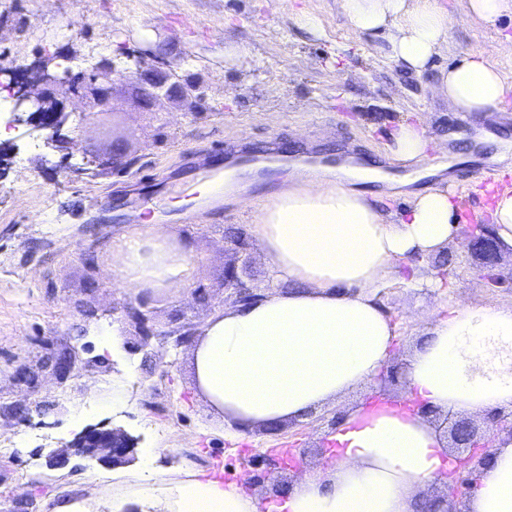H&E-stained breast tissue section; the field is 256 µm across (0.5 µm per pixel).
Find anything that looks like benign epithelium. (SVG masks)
I'll return each instance as SVG.
<instances>
[{"label": "benign epithelium", "instance_id": "benign-epithelium-1", "mask_svg": "<svg viewBox=\"0 0 512 512\" xmlns=\"http://www.w3.org/2000/svg\"><path fill=\"white\" fill-rule=\"evenodd\" d=\"M9 76V96L13 100V109L8 126L28 127V134L36 135L47 148L56 149L67 138L70 111L59 103L55 94L59 89L66 88V93L80 98L88 109L104 107L108 104L110 87L105 79L115 75L137 81L141 85V101L149 107L159 97L187 100L192 97L193 89L186 84L173 80L174 74L155 68H145L141 60L129 66L115 58L101 57L94 65L91 77L78 87L66 85V81L58 73L48 72L44 65L31 77L21 78L17 69L0 68V75ZM128 161L117 152L106 161L85 159L73 168L78 176H89L96 171L110 166L124 168ZM460 238L465 242L472 257L482 273L484 282L492 287L512 288V275L502 272L505 244L497 237L494 225L480 224L474 230L462 228ZM224 287L226 302L248 304L264 296V293L250 287L239 275L237 268L229 267L225 272ZM112 314L120 315L137 329L139 336L138 349L151 344L152 340L159 343H173L178 348L190 344L196 338V327L187 321L176 318L172 326L166 330H158L147 309V297L137 298V302H127L120 307L112 308ZM483 423L495 427V430H483L472 417L455 416L447 418L448 448L453 453V467L441 475L438 481L443 491L429 497L428 505L421 512H470L472 492L479 486L494 450L500 447V433L505 431L512 439V410L491 409L483 414ZM135 443L124 429L112 427H87L82 430L65 447L52 450L49 465L68 460L75 453L97 458L112 465L124 464L133 460ZM264 470L248 472V486L252 487L271 478L276 470L301 471L302 463L288 465L284 458L266 454L260 461Z\"/></svg>", "mask_w": 512, "mask_h": 512}]
</instances>
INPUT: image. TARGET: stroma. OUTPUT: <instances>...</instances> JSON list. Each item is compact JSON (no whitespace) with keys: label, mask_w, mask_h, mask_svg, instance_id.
<instances>
[{"label":"stroma","mask_w":512,"mask_h":512,"mask_svg":"<svg viewBox=\"0 0 512 512\" xmlns=\"http://www.w3.org/2000/svg\"><path fill=\"white\" fill-rule=\"evenodd\" d=\"M456 23L448 46L433 68L421 75L389 61L382 38L358 32L346 22L341 0H0V57L26 69L54 56L141 55L147 65L172 63L180 82L197 85L201 95L186 102L158 100L141 108L138 86L114 80L106 112L86 110L66 99L72 143L54 150L11 130L0 159V504L14 508L30 499L44 512L55 493L68 489L92 500L95 474L111 466L94 458L70 456L51 466L47 454L68 444L81 427H124L144 448H167L154 471L165 474L188 462L198 470L220 469L224 481L238 480L252 457L285 447L297 423L275 437L252 430L228 436L224 421L197 394L190 347L153 344L140 350L133 325L116 321L115 306L126 302L112 267L116 229L136 226L152 208L183 242L193 259L183 297H151L158 329L173 316L200 325L223 307L224 269L247 264L248 284L270 293L277 285L258 244L257 219L272 185L250 173V206L204 199L197 185L220 179L221 150L248 147L263 154L275 141L292 161L320 158L362 146L376 165L388 133L401 119L421 120L429 136L444 142L459 162L494 159L491 143L475 142L477 129L512 139V93L490 112L461 115L436 96L439 69L473 50L512 82V18L488 23L468 12L467 0H440ZM318 16L312 34L295 22L297 10ZM125 148L130 168L102 169L80 179L67 163L83 157L105 159L115 145ZM386 165V164H385ZM243 230L247 254L227 241ZM449 264L457 300L485 306H512V288H491L473 272L462 240L422 260L436 276ZM379 299L397 326L392 362L427 328L424 320L439 298L434 289L411 288L394 280ZM116 332L109 348L104 335ZM76 353L69 374L55 371L56 360ZM124 399L112 402V385ZM98 396H91V386ZM379 389L370 379L307 421L306 446L317 445L335 413L372 400ZM37 402L31 421L17 422L12 406Z\"/></svg>","instance_id":"obj_1"}]
</instances>
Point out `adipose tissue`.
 Segmentation results:
<instances>
[{
    "instance_id": "adipose-tissue-1",
    "label": "adipose tissue",
    "mask_w": 512,
    "mask_h": 512,
    "mask_svg": "<svg viewBox=\"0 0 512 512\" xmlns=\"http://www.w3.org/2000/svg\"><path fill=\"white\" fill-rule=\"evenodd\" d=\"M342 9L351 27L384 36L390 60L419 75L447 46L453 23L439 0H342ZM433 91L453 111L488 112L512 84L484 53L468 52L440 70ZM390 138L388 157L408 168L404 177L347 166L341 176L326 170L316 178L306 167L266 195L257 233L283 288L225 306L198 326L190 352L197 391L223 415L227 434L304 420L375 376L397 336L378 293L403 260L435 255L458 236L455 194L438 178L443 147L407 120ZM432 154L439 163L428 164ZM428 177L432 186L412 190ZM370 184L410 187L404 210L382 213ZM112 263L132 298L146 290L178 294L189 283L188 250L149 219L113 236ZM426 321L424 340L407 353L410 397L468 416L512 408V307L458 301L434 308ZM334 439L331 466L295 477L282 494L283 512H415L419 490L449 466L442 435L398 406L349 408ZM157 454L147 450L123 486L100 475L93 503L60 495L47 512H262L257 496L189 465L158 477ZM470 508L512 512V441L496 449Z\"/></svg>"
}]
</instances>
